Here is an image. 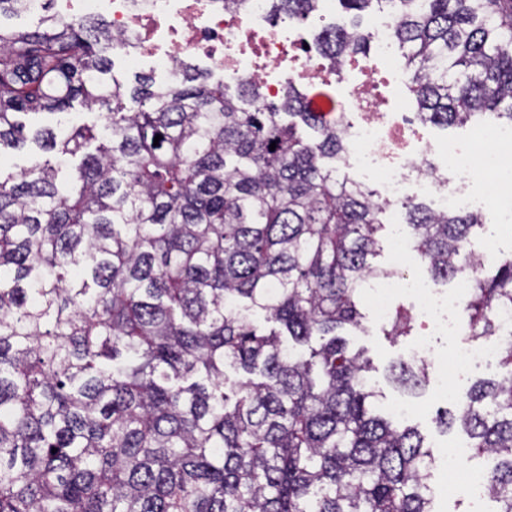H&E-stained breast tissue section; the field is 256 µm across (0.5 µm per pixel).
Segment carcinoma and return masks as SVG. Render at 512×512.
Returning a JSON list of instances; mask_svg holds the SVG:
<instances>
[{
	"instance_id": "carcinoma-1",
	"label": "carcinoma",
	"mask_w": 512,
	"mask_h": 512,
	"mask_svg": "<svg viewBox=\"0 0 512 512\" xmlns=\"http://www.w3.org/2000/svg\"><path fill=\"white\" fill-rule=\"evenodd\" d=\"M269 2L305 21L319 0ZM338 2L354 19L318 39L330 71L367 56L360 15L376 2L418 120L512 125V0ZM111 46L95 20L0 27V147L49 154L0 172V512H433L435 455L380 413L371 361L342 337L365 330L363 286L386 273L371 259L389 208L336 178L344 119L291 81L276 103L257 80L190 72L108 84ZM75 101L104 121L59 138L18 119ZM401 207L431 281H470L469 339L498 336L512 257L480 277L483 213ZM387 325L394 342L412 318ZM389 372L414 390L429 363ZM436 422L493 458L488 494L512 512V340Z\"/></svg>"
}]
</instances>
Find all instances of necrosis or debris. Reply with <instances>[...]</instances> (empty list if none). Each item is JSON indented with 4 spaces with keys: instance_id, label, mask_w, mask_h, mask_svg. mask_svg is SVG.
Returning a JSON list of instances; mask_svg holds the SVG:
<instances>
[{
    "instance_id": "4bbe7bcc",
    "label": "necrosis or debris",
    "mask_w": 512,
    "mask_h": 512,
    "mask_svg": "<svg viewBox=\"0 0 512 512\" xmlns=\"http://www.w3.org/2000/svg\"><path fill=\"white\" fill-rule=\"evenodd\" d=\"M23 9L35 16L50 11L65 20L101 19L114 37L113 54L133 61L151 58L173 81L179 80L186 60L202 58L226 81H261L271 99L281 97L288 88L280 71L289 46L300 49L305 43L288 20L266 21L268 0H249L243 10L225 6L224 0H25ZM392 25L388 18L375 28L377 57L365 60L360 75L345 67L336 74L341 95L333 112L341 118L351 113L358 116L349 127L347 162L376 181L382 201L398 202L416 194L429 198L439 211L479 209L480 201L470 194L469 186L483 178L500 182L502 150L512 146V130L477 129L475 137L487 142V149L479 154L466 146L449 149L452 175L438 178L434 145L408 139L406 117L382 112L372 93L370 77L377 63L393 62ZM372 286L370 307L375 321L388 319L395 293H418L423 297L420 313L432 331L460 333V295L407 277L380 278ZM502 349L501 338L479 346L462 343L447 362L438 364L437 371L442 378L456 379L474 367L494 366Z\"/></svg>"
}]
</instances>
